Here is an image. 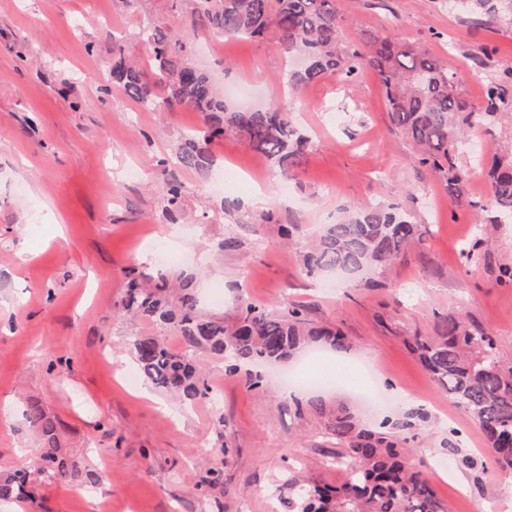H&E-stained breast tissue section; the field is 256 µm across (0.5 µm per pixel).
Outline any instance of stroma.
I'll list each match as a JSON object with an SVG mask.
<instances>
[{
  "instance_id": "obj_1",
  "label": "stroma",
  "mask_w": 512,
  "mask_h": 512,
  "mask_svg": "<svg viewBox=\"0 0 512 512\" xmlns=\"http://www.w3.org/2000/svg\"><path fill=\"white\" fill-rule=\"evenodd\" d=\"M350 48L361 33L422 45L445 63L455 89L475 109L489 77L512 69V26L477 24L448 0H338ZM166 0H0V480L25 455L54 450L68 465L58 481L31 474L0 512H289L290 478L344 481L332 461L320 418L297 415L279 376L250 389L226 374L224 361H199L221 398L184 406L135 372L128 336L151 335L142 320L113 311L124 271L150 272L152 245L174 256L170 270L198 293L214 287L219 303L203 313L232 320L238 298L268 306L299 303L312 319L337 328L344 346L330 368L341 377L368 368L399 389L382 410L365 407L349 387L323 394L348 406L363 428L412 419L409 448L449 512H512L505 473L482 430L440 392L407 345L436 336L442 317L458 311L497 338L503 368H512V288L496 282L512 265V224L493 232L488 261L464 264L473 212L449 204L443 182L418 163L410 140L389 121L385 94L372 71L351 83L329 74L305 89L294 111L312 139L298 175L284 177L263 155L229 135L214 143L211 170L176 167L182 139L202 125L199 113L145 112L112 83V41L128 38L129 55L146 49L136 34L168 25ZM493 50L488 67L474 58ZM194 62L220 89L256 105L288 103L279 82L287 56L269 40L194 41ZM458 164L469 195L486 196L483 165L512 153V112L471 132ZM143 178L125 180L131 161ZM223 172V185L214 182ZM185 186L182 211L169 216L171 180ZM273 200L249 207L253 183ZM392 205L424 230L407 259L345 280L307 276L301 255L324 225L354 206ZM299 225L295 242L280 228ZM237 237V251L217 243ZM38 405L55 426L53 444L27 423ZM448 460L450 471L436 469Z\"/></svg>"
}]
</instances>
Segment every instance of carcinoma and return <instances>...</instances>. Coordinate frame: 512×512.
<instances>
[{
    "mask_svg": "<svg viewBox=\"0 0 512 512\" xmlns=\"http://www.w3.org/2000/svg\"><path fill=\"white\" fill-rule=\"evenodd\" d=\"M464 2L478 23L512 16V0ZM170 9L179 31L154 26L138 34L147 50L145 62L128 61L126 45L112 43V79L151 112L185 108L201 114L203 125L180 145L177 165L208 170L213 164L212 144L232 133L283 173L302 166L311 140L291 110L277 104L230 109L210 77L192 61L193 37L202 32L226 42L268 37L285 55L305 61L280 76L288 94L296 98L328 74L352 81L361 70H372L383 85L392 126L409 138L419 163L445 181L448 200L488 213L492 224H512V156L493 160L483 204L467 196V178L457 164L466 131L478 124L490 126L508 104L507 80H487L486 106L478 112L456 92L448 69L421 47L374 35L365 39L364 52L345 47L336 0H170ZM166 200L169 211L182 209L180 182H168ZM422 236L420 225L393 206L360 207L344 220L325 225L304 253L303 267L310 275L382 268L404 257ZM488 242L487 226L476 224L460 256L474 261ZM125 276V292L115 304L117 317L144 319L154 329L153 335L133 336L126 345L148 383L185 401L211 396L212 388L198 368L200 351L223 358L225 372L255 388L263 377L251 371L253 367L285 362L310 344L342 345V336L315 323L302 305L270 311L241 299L235 322L228 326L224 319L200 311L191 281L181 274H162L154 284L134 268ZM171 327L184 341L179 349L165 339ZM409 346L432 381L484 431L495 462L511 475L512 370L501 367L495 336L450 314L440 335L414 336ZM307 406L322 418L325 434L339 448L336 463L350 461L355 472L336 486L291 479V506L296 512H448L423 470L408 462L405 433L411 422H384L382 430L369 431L360 428L344 406L328 407L320 399ZM25 417L42 435H53V423L38 406H28ZM44 460L43 478L66 477L67 465L54 453L44 455ZM26 483L27 473L15 471L0 482V499L23 492Z\"/></svg>",
    "mask_w": 512,
    "mask_h": 512,
    "instance_id": "carcinoma-1",
    "label": "carcinoma"
}]
</instances>
